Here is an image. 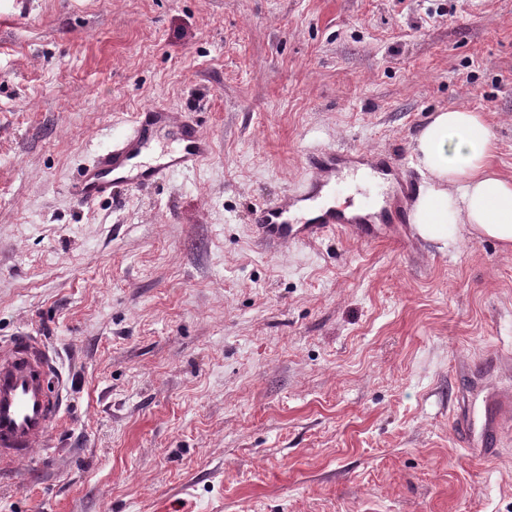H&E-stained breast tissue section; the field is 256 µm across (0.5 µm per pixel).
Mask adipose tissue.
Wrapping results in <instances>:
<instances>
[{"label": "adipose tissue", "mask_w": 512, "mask_h": 512, "mask_svg": "<svg viewBox=\"0 0 512 512\" xmlns=\"http://www.w3.org/2000/svg\"><path fill=\"white\" fill-rule=\"evenodd\" d=\"M494 151L483 114L459 107L432 115L412 145L424 178L410 212L420 237L445 244L462 224L512 246V177L493 170Z\"/></svg>", "instance_id": "ef3b65f1"}]
</instances>
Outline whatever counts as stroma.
Wrapping results in <instances>:
<instances>
[{
	"instance_id": "stroma-1",
	"label": "stroma",
	"mask_w": 512,
	"mask_h": 512,
	"mask_svg": "<svg viewBox=\"0 0 512 512\" xmlns=\"http://www.w3.org/2000/svg\"><path fill=\"white\" fill-rule=\"evenodd\" d=\"M0 0V342L70 397L0 512H512V248L339 230L268 251L253 211L316 147L411 146L483 113L512 175V0ZM147 106L200 121L194 173L90 207L69 186ZM512 422V400L511 394H500L496 398V403L492 415V424H485L482 429V441L486 446L498 445L506 427H510Z\"/></svg>"
}]
</instances>
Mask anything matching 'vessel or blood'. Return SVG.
I'll return each instance as SVG.
<instances>
[{"label": "vessel or blood", "instance_id": "vessel-or-blood-1", "mask_svg": "<svg viewBox=\"0 0 512 512\" xmlns=\"http://www.w3.org/2000/svg\"><path fill=\"white\" fill-rule=\"evenodd\" d=\"M173 141L165 159L142 166L138 158L157 131ZM212 153V139L187 114L148 107L139 112L120 135L110 137L96 150L70 185L73 200L94 206L111 198L122 187L148 188L169 175L196 169ZM358 172L355 190L357 214L324 201L345 171ZM308 176L298 194L265 204L253 213L256 241L261 248L280 250L293 243L315 241L327 232L349 231L366 241L384 237V225L404 221L403 199L390 198L378 204L366 185L380 173L374 152L369 150L316 148L307 156ZM302 202L316 204L320 214L312 220L294 217ZM63 377L48 356L42 340L18 336L0 345V469L10 470L40 449L46 448L59 420L63 404ZM512 426V395H498L492 422L484 426L482 440L499 442L506 427Z\"/></svg>", "mask_w": 512, "mask_h": 512}]
</instances>
